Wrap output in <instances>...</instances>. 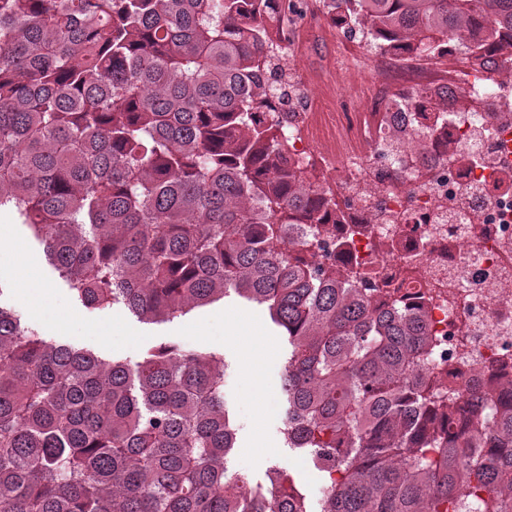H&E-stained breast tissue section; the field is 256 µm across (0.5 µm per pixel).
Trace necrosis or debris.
Here are the masks:
<instances>
[{"instance_id":"4bbe7bcc","label":"necrosis or debris","mask_w":512,"mask_h":512,"mask_svg":"<svg viewBox=\"0 0 512 512\" xmlns=\"http://www.w3.org/2000/svg\"><path fill=\"white\" fill-rule=\"evenodd\" d=\"M367 65L385 80L339 115L335 136L320 134L316 96L279 114L288 158L328 174L358 227L349 253L361 273L423 296L445 387L497 397L494 370L512 357V70L490 75L484 55L455 40L425 61L358 47L323 83L354 95ZM444 96L442 117L430 106Z\"/></svg>"}]
</instances>
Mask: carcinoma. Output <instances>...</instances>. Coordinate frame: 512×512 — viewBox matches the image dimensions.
Listing matches in <instances>:
<instances>
[{
  "label": "carcinoma",
  "mask_w": 512,
  "mask_h": 512,
  "mask_svg": "<svg viewBox=\"0 0 512 512\" xmlns=\"http://www.w3.org/2000/svg\"><path fill=\"white\" fill-rule=\"evenodd\" d=\"M277 0H0V210L89 309L162 323L224 300L284 329L288 447L317 512H512L503 403L432 386L429 325L348 261L281 244L328 190L288 161L267 16ZM370 48L431 58L469 29L512 42V0H319ZM224 356L134 363L42 336L0 303V512H312L285 468L229 473Z\"/></svg>",
  "instance_id": "1"
}]
</instances>
